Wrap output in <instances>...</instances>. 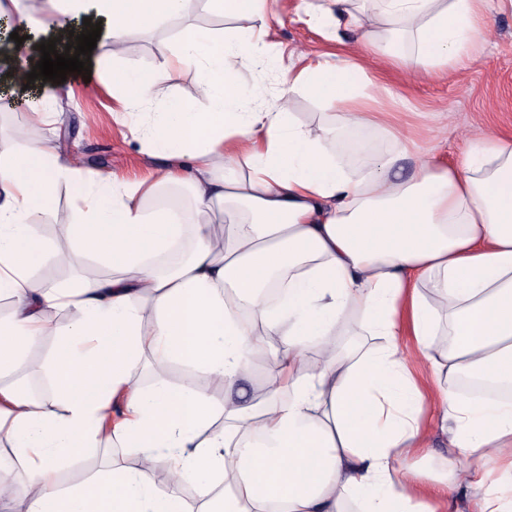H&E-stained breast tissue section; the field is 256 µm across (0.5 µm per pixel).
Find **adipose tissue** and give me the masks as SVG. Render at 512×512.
<instances>
[{
    "label": "adipose tissue",
    "mask_w": 512,
    "mask_h": 512,
    "mask_svg": "<svg viewBox=\"0 0 512 512\" xmlns=\"http://www.w3.org/2000/svg\"><path fill=\"white\" fill-rule=\"evenodd\" d=\"M83 2L0 0V17L23 38L9 51L12 72L28 73L31 35L47 26L69 33ZM94 2L123 56L136 51L138 33L197 0ZM487 2L373 0L360 12L352 0H327L322 13L328 40L348 26L386 65L431 74L470 57ZM268 35L183 30L174 62L203 73L210 105L176 98L141 128L166 162L149 179L118 184L69 167L52 143L20 149L16 135L0 137V288L14 299L0 320V439L34 487L18 499L0 479L8 512H346L351 499L361 512H447L463 484L479 489L478 512H512V400H467L458 390L463 374L512 389V140L480 133L456 161L423 156L402 177L409 150L375 109V76L354 60H318L288 77L334 107L331 122H299L287 100L264 111L259 90L243 109L239 67L264 55ZM154 83L112 67L125 111L146 110ZM344 126L386 127L393 141L357 178L327 148ZM63 181L79 186L66 252L34 224ZM163 185L189 190L193 224L169 206L145 207ZM188 233L187 258L158 266ZM74 251L111 275L91 268L78 286L52 290L35 277L44 260L62 263ZM276 280L284 297L272 307L262 290ZM230 295L263 330L237 320ZM57 309L70 316L47 359L60 411L5 381L51 331ZM353 316L381 347L342 340ZM405 333L411 357L397 344ZM267 336L279 343L267 392L244 398ZM313 348L322 358H309ZM148 353L208 374L213 391L163 381L142 389ZM107 418L138 467L115 458L61 488V464L99 448ZM435 427L446 466L423 468L416 460L431 458ZM161 465L175 484L197 486L198 510L152 488Z\"/></svg>",
    "instance_id": "ef3b65f1"
}]
</instances>
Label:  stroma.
<instances>
[{
    "label": "stroma",
    "mask_w": 512,
    "mask_h": 512,
    "mask_svg": "<svg viewBox=\"0 0 512 512\" xmlns=\"http://www.w3.org/2000/svg\"><path fill=\"white\" fill-rule=\"evenodd\" d=\"M190 24L219 35L255 30L264 24L270 27V56L239 68L244 94L263 87L266 111H276L281 100L288 97L301 121H324V105L305 88H288L281 72L330 55L342 59L355 56L368 73L380 78L383 90L377 109L392 113L403 135L414 141L420 152L446 161L454 159L468 135L478 130L512 139V12L490 8L474 61L433 75L418 74L406 66L386 67L350 35L339 44L329 41L323 25L311 13L309 0H268L261 18L230 16L208 8L187 18L166 19L152 31L139 34L137 51L123 61L129 69L157 74L154 112L163 111L166 102L177 96L190 98L200 109L209 104L197 68L168 65L179 50L181 30ZM69 82L71 90L67 93L45 85L43 97L51 101L54 111L48 122L30 125L23 104L5 108L0 110V134L20 128L25 141L63 143V158L71 167L110 174L127 182L146 178L161 166V159L153 155L148 143L129 134L128 123L143 124L147 117L121 113L112 96L111 71L95 68L87 78L73 73ZM76 193L73 184L60 183L50 209L37 220L43 238L64 243L60 227L73 217Z\"/></svg>",
    "instance_id": "obj_1"
}]
</instances>
